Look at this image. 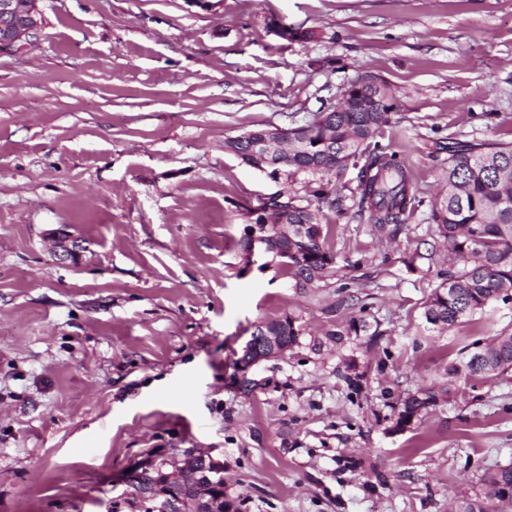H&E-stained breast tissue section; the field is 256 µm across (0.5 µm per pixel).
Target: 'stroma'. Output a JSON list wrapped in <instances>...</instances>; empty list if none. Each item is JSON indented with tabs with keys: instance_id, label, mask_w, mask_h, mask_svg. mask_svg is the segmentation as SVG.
I'll use <instances>...</instances> for the list:
<instances>
[{
	"instance_id": "1",
	"label": "stroma",
	"mask_w": 512,
	"mask_h": 512,
	"mask_svg": "<svg viewBox=\"0 0 512 512\" xmlns=\"http://www.w3.org/2000/svg\"><path fill=\"white\" fill-rule=\"evenodd\" d=\"M36 5L41 28L0 54V512H144L125 474L189 450L223 462L238 512H448L512 463V373L448 375L512 333V301L449 329L423 317L450 269L428 221L437 143L512 141V0ZM365 79L397 100L379 140L423 201L398 231L355 216L354 169L320 201L312 176L225 151ZM277 193L327 224L337 276L303 290L247 262L238 207ZM59 231L80 261L59 260ZM285 316L298 344L243 392L242 346ZM450 381L394 431L408 393Z\"/></svg>"
}]
</instances>
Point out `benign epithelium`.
<instances>
[{"instance_id": "benign-epithelium-1", "label": "benign epithelium", "mask_w": 512, "mask_h": 512, "mask_svg": "<svg viewBox=\"0 0 512 512\" xmlns=\"http://www.w3.org/2000/svg\"><path fill=\"white\" fill-rule=\"evenodd\" d=\"M40 21L34 13L31 0H0V52L13 51L22 46L31 34L38 31ZM288 132L271 129L268 135L255 143L249 153L254 168L264 169L273 157L279 163H288V153L281 151L282 140ZM56 247L62 260L76 262L82 246L66 234L58 236ZM285 351L280 337L262 336L257 343L246 342L238 358L241 378L259 363L276 358ZM187 465L174 468L167 478H155L156 466L150 464L129 475L133 480L143 474L149 481L142 485L141 496L148 504V512H230L224 499L222 464L205 453L186 452Z\"/></svg>"}]
</instances>
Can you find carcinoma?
Returning a JSON list of instances; mask_svg holds the SVG:
<instances>
[{
  "mask_svg": "<svg viewBox=\"0 0 512 512\" xmlns=\"http://www.w3.org/2000/svg\"><path fill=\"white\" fill-rule=\"evenodd\" d=\"M395 99L379 85L356 87L352 82L339 105L319 112L288 140V173L319 177L314 195L326 197L332 188L326 177L349 166L357 169L354 205L360 216L383 230L407 223L422 205L408 169L394 153H387L377 137L389 123ZM438 150L448 153V190L433 202L435 234L452 255L454 270L434 289L423 305L426 323L451 328L483 312L512 291V142L478 143L448 139ZM241 245L250 252L253 234L288 225V237L268 240L269 255L288 267L298 288H307L337 274L335 256L326 247L327 236L316 214L278 196L270 203L247 209ZM255 334L283 336L298 343L301 329L295 321L268 320ZM487 358L475 366L453 368L465 378L490 379L512 370V333L492 337ZM451 387L419 389L407 394L394 429L405 430L421 420ZM501 482H512V471L497 468L483 480L484 488L457 502L455 512H494L492 493Z\"/></svg>",
  "mask_w": 512,
  "mask_h": 512,
  "instance_id": "obj_1",
  "label": "carcinoma"
}]
</instances>
